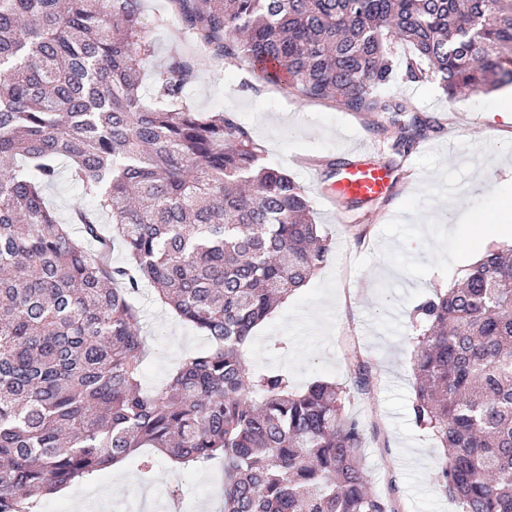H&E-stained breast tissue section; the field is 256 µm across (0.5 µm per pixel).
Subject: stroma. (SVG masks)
<instances>
[{"mask_svg":"<svg viewBox=\"0 0 512 512\" xmlns=\"http://www.w3.org/2000/svg\"><path fill=\"white\" fill-rule=\"evenodd\" d=\"M142 5L154 41L145 65L149 95L166 75L170 48L183 38L168 0ZM198 59L188 105L198 112L236 113L268 161L304 186L313 219L331 241L326 265L257 326L247 350L250 365L287 371L300 391L317 380L348 388L345 412L364 428L369 491L395 500L400 512H457L436 478L442 450L412 412V314L420 302L453 287L475 261L464 235L449 234V225L461 222L463 210L490 211L500 193L512 192V183L502 180L504 169L512 168V123L489 117L498 92L450 98L433 82L395 79L386 92L409 98L436 126L398 153L381 130L385 120L379 114L284 96L242 59L219 69L206 53ZM360 147L391 171L392 190L380 204L348 208L351 221L340 224L314 184L327 181ZM478 168L490 171L488 181L474 180ZM137 307V329L149 349L142 384L150 391L165 383L181 357L206 342L152 287L141 290ZM353 352L372 365L378 385L371 394L351 389ZM223 479L220 466L182 470L162 455L150 475L125 463L92 481L110 487L112 512H166L173 506L180 512H220Z\"/></svg>","mask_w":512,"mask_h":512,"instance_id":"1","label":"stroma"}]
</instances>
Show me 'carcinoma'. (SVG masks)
<instances>
[{
    "label": "carcinoma",
    "mask_w": 512,
    "mask_h": 512,
    "mask_svg": "<svg viewBox=\"0 0 512 512\" xmlns=\"http://www.w3.org/2000/svg\"><path fill=\"white\" fill-rule=\"evenodd\" d=\"M171 3L187 44L246 59L287 96L387 116L397 150L434 125L380 92L394 71L450 98L512 85L506 0ZM152 50L142 0H0V512H38L118 461L147 475L141 448L223 464V512H395L366 489L343 388L299 393L245 363L255 328L328 261L305 190L234 114L186 105L193 53L171 55L145 101ZM62 160L93 201L74 211L80 240L46 204ZM145 284L208 341L151 393ZM415 313L412 411L444 448L442 486L461 512H512V248ZM349 363L371 393L370 362Z\"/></svg>",
    "instance_id": "1"
}]
</instances>
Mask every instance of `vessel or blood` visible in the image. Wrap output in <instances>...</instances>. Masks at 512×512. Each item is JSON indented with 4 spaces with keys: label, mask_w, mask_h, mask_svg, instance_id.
Masks as SVG:
<instances>
[{
    "label": "vessel or blood",
    "mask_w": 512,
    "mask_h": 512,
    "mask_svg": "<svg viewBox=\"0 0 512 512\" xmlns=\"http://www.w3.org/2000/svg\"><path fill=\"white\" fill-rule=\"evenodd\" d=\"M391 182L390 171L365 153L340 168L335 181L322 188L321 194L333 204L342 199L375 203L387 197Z\"/></svg>",
    "instance_id": "b4317fda"
}]
</instances>
